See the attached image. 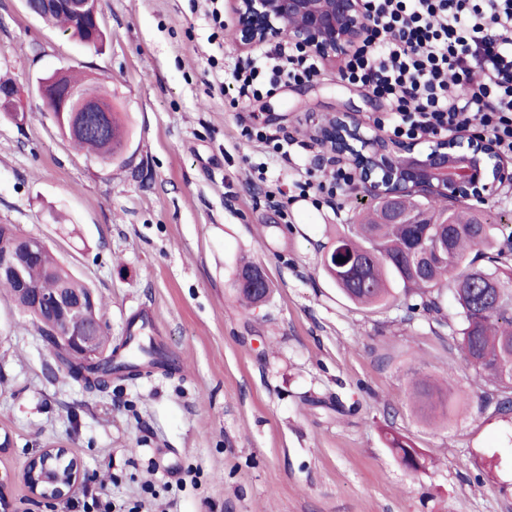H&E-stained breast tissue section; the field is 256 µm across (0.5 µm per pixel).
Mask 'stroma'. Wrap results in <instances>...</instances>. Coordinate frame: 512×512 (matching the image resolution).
<instances>
[{
	"label": "stroma",
	"mask_w": 512,
	"mask_h": 512,
	"mask_svg": "<svg viewBox=\"0 0 512 512\" xmlns=\"http://www.w3.org/2000/svg\"><path fill=\"white\" fill-rule=\"evenodd\" d=\"M107 38L87 48L0 0V80L24 125L0 116V224L43 239L92 286L113 346L140 308L156 316L164 367L89 390L0 291V472L69 448L116 512H512V409L483 404L445 310L407 311L403 293L360 309L324 274L322 247L361 210L300 197L303 168L331 176L315 139L339 110L367 134L387 108L323 66L318 78L244 104L215 68L254 57L232 11L214 30L206 0H101ZM67 69L112 78L127 146L104 163L64 137L37 92ZM258 128L308 143L307 165L247 141ZM270 300L242 311V258ZM449 383L430 426L411 381ZM427 458L407 470L389 434Z\"/></svg>",
	"instance_id": "1"
}]
</instances>
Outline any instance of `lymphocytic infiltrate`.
Listing matches in <instances>:
<instances>
[{
    "mask_svg": "<svg viewBox=\"0 0 512 512\" xmlns=\"http://www.w3.org/2000/svg\"><path fill=\"white\" fill-rule=\"evenodd\" d=\"M369 26L338 70L384 98L376 126L397 139L489 135L512 157V0H363ZM316 56L277 45L231 73L236 102L318 77Z\"/></svg>",
    "mask_w": 512,
    "mask_h": 512,
    "instance_id": "obj_1",
    "label": "lymphocytic infiltrate"
}]
</instances>
